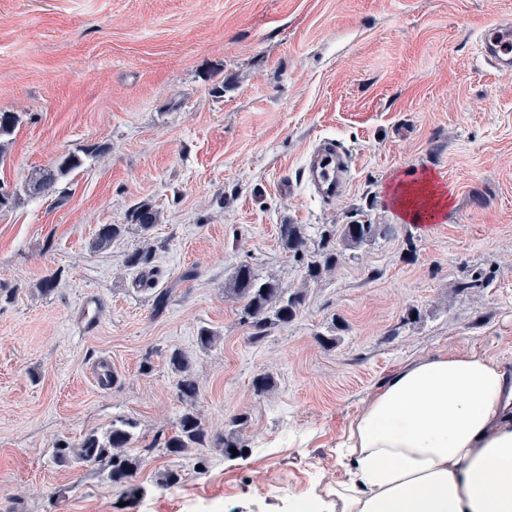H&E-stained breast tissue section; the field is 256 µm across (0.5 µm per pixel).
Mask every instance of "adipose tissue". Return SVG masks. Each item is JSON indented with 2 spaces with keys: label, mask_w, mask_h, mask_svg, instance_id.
I'll list each match as a JSON object with an SVG mask.
<instances>
[{
  "label": "adipose tissue",
  "mask_w": 512,
  "mask_h": 512,
  "mask_svg": "<svg viewBox=\"0 0 512 512\" xmlns=\"http://www.w3.org/2000/svg\"><path fill=\"white\" fill-rule=\"evenodd\" d=\"M329 512H512V366L438 353L393 373L338 443Z\"/></svg>",
  "instance_id": "obj_1"
}]
</instances>
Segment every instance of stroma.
I'll use <instances>...</instances> for the list:
<instances>
[{
	"label": "stroma",
	"instance_id": "stroma-1",
	"mask_svg": "<svg viewBox=\"0 0 512 512\" xmlns=\"http://www.w3.org/2000/svg\"><path fill=\"white\" fill-rule=\"evenodd\" d=\"M508 17L512 0H0V112L21 116L0 166L19 193L0 210V512H290L342 476L337 440L405 364L468 350L512 363V75L478 39ZM322 139L353 160L331 202L303 176ZM93 145L104 153L63 192L22 194L32 170ZM422 175L447 199L432 222L391 200ZM142 200L157 224L94 250ZM367 219L396 231L344 255L296 320L251 344L224 294L235 268L301 287L279 225ZM146 244L145 284L124 259ZM476 270L487 287L464 288ZM204 326L220 336L207 352ZM176 350L213 432L248 413L245 456L160 450L185 409ZM103 356L115 380L99 388L88 368ZM260 374L270 392H255ZM120 417L136 424L134 499L104 466L53 462ZM170 469L179 483L160 485Z\"/></svg>",
	"mask_w": 512,
	"mask_h": 512
}]
</instances>
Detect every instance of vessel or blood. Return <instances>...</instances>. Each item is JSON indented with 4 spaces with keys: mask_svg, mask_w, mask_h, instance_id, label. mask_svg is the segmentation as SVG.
Wrapping results in <instances>:
<instances>
[{
    "mask_svg": "<svg viewBox=\"0 0 512 512\" xmlns=\"http://www.w3.org/2000/svg\"><path fill=\"white\" fill-rule=\"evenodd\" d=\"M485 60L502 74L512 73V25L488 26L481 39ZM352 160L337 141L325 140L311 152L305 168L308 187L321 200L330 202L344 191L349 180Z\"/></svg>",
    "mask_w": 512,
    "mask_h": 512,
    "instance_id": "b4317fda",
    "label": "vessel or blood"
}]
</instances>
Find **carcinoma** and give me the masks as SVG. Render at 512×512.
I'll return each instance as SVG.
<instances>
[{
  "label": "carcinoma",
  "mask_w": 512,
  "mask_h": 512,
  "mask_svg": "<svg viewBox=\"0 0 512 512\" xmlns=\"http://www.w3.org/2000/svg\"><path fill=\"white\" fill-rule=\"evenodd\" d=\"M19 118L10 112H0V163L4 162L9 137L13 135ZM102 146L69 151L59 155L49 166L31 172L24 190L31 195H48L58 192V186L75 170L84 165V158L101 154ZM158 221V211L149 201L136 203L130 210L129 223L143 232H149ZM124 224H104L93 242L97 250L108 248L112 241L125 231ZM395 233L392 224H374L369 220H355L349 224H334L321 229L317 238L308 234L303 224L279 225V240L288 257L300 263L306 282H318L336 270L345 252L358 250L378 237ZM149 247L128 254L124 264L130 268L145 269L152 263ZM224 294L241 304V322L249 327L248 340L260 344L269 332L277 327H286L294 321L306 305L307 294L303 289L285 288L273 275L262 277L249 264L240 265L228 283ZM169 362L180 374L178 390L180 398L189 405L180 415L176 430L162 442L165 453L180 456L191 448L207 445L209 439L205 421L192 408L199 386L192 376L193 362L180 351L170 355ZM249 418L239 414L232 418L229 430L216 436L224 456L231 457V449L238 455L246 452L241 432L247 427ZM134 422L128 418L112 421V429L101 438L95 432L86 434L77 445L68 443L54 449V460L60 466L78 463L100 462L106 466L108 479L117 486H126L139 466V459L130 454L134 438Z\"/></svg>",
  "instance_id": "1"
}]
</instances>
